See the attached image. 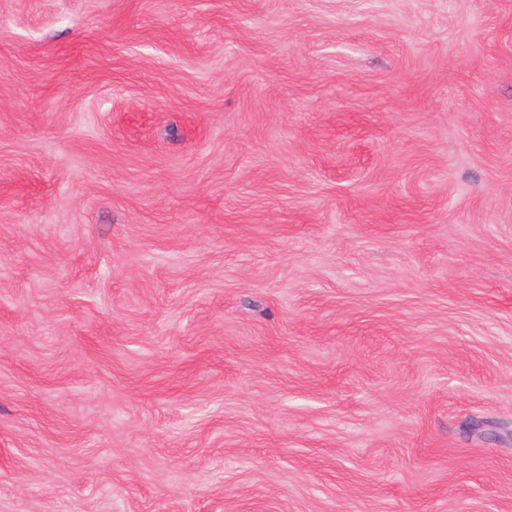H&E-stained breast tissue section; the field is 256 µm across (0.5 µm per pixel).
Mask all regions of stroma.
<instances>
[{"mask_svg":"<svg viewBox=\"0 0 512 512\" xmlns=\"http://www.w3.org/2000/svg\"><path fill=\"white\" fill-rule=\"evenodd\" d=\"M0 512H512V0H0Z\"/></svg>","mask_w":512,"mask_h":512,"instance_id":"stroma-1","label":"stroma"}]
</instances>
